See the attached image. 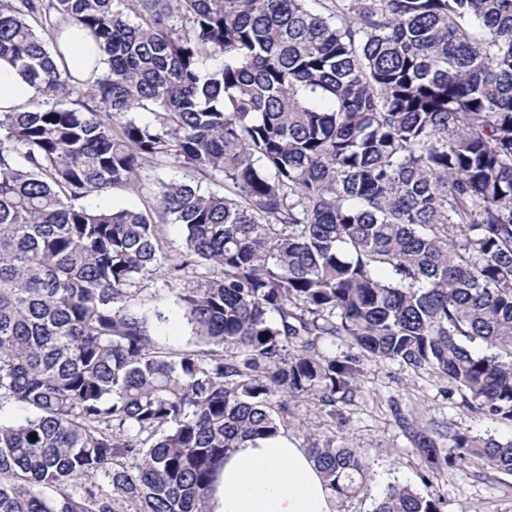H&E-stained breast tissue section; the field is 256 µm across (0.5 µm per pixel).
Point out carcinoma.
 <instances>
[{"instance_id": "obj_1", "label": "carcinoma", "mask_w": 512, "mask_h": 512, "mask_svg": "<svg viewBox=\"0 0 512 512\" xmlns=\"http://www.w3.org/2000/svg\"><path fill=\"white\" fill-rule=\"evenodd\" d=\"M66 26L102 69H68ZM0 60L37 88L0 112V512H208L224 457L291 401L336 421L366 358L512 424V0H0ZM172 161L224 194L83 204ZM157 273L192 349L157 341ZM448 441L373 512H443L472 457L512 475V441ZM307 452L338 497L366 486L335 434ZM161 246L163 251L172 259L184 249V232L179 224H162Z\"/></svg>"}]
</instances>
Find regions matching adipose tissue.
<instances>
[{"label": "adipose tissue", "mask_w": 512, "mask_h": 512, "mask_svg": "<svg viewBox=\"0 0 512 512\" xmlns=\"http://www.w3.org/2000/svg\"><path fill=\"white\" fill-rule=\"evenodd\" d=\"M210 512H338V500L305 449L287 435L235 449L209 501Z\"/></svg>", "instance_id": "ef3b65f1"}]
</instances>
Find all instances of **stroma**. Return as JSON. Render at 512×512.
Returning a JSON list of instances; mask_svg holds the SVG:
<instances>
[{
    "mask_svg": "<svg viewBox=\"0 0 512 512\" xmlns=\"http://www.w3.org/2000/svg\"><path fill=\"white\" fill-rule=\"evenodd\" d=\"M143 286L150 307L165 311L168 317L157 328L161 344L173 350L187 349L189 328L163 278H148ZM361 370L358 392L341 408L343 420L336 427V442L366 460L370 479L364 493L341 500V512H372L393 483L420 488V460L414 453L419 434H444L454 427L486 439L512 440V424L472 420L461 391L432 371H414L396 361L369 360ZM325 424V414L316 403H293L288 437L307 447V433L324 430ZM435 488L445 501L444 512H512V476L492 471L478 460L464 473L443 469Z\"/></svg>",
    "mask_w": 512,
    "mask_h": 512,
    "instance_id": "35a3bbf8",
    "label": "stroma"
}]
</instances>
